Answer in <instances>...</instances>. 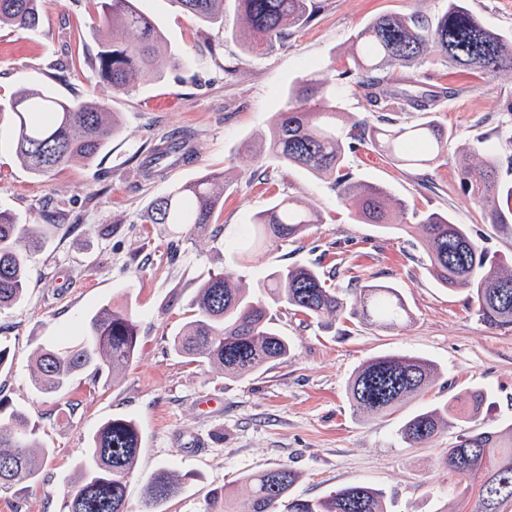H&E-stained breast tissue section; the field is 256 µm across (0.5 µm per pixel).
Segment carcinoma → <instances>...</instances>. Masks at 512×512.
<instances>
[{
    "mask_svg": "<svg viewBox=\"0 0 512 512\" xmlns=\"http://www.w3.org/2000/svg\"><path fill=\"white\" fill-rule=\"evenodd\" d=\"M134 0H100V20L112 27V39L101 43L95 56L99 79L115 93L129 92L149 73L168 66H183L188 59L168 47L153 17L139 11ZM176 9L198 20L224 26V0H168ZM238 18L249 32L242 38L248 54L283 44L288 29L307 21L314 0H236ZM42 0H0V26L28 35L40 32ZM137 34L133 42L124 34ZM439 59L464 70L495 76L512 73V35L503 34L475 16L467 0H448V8L432 20L417 15L380 14L354 36V68L344 74L369 73L356 85L374 105L386 98L387 75ZM10 118L15 152L36 175L67 164L90 161L112 142L118 126L106 108L91 100L64 99L47 88L25 87L6 105L0 122ZM370 143L391 160L412 168L430 166L445 157L448 136L435 119L401 126H370L357 121L343 124L327 80L309 75L288 90L286 107L276 113L269 139L263 145L285 169L295 167L331 181L337 197L363 223L384 230L401 226L397 215L405 206L392 202L379 186L353 179L345 172L347 154ZM478 164H459L464 196L479 205L491 224L512 230V184L503 181L500 149L484 150ZM192 149L172 140L155 146L146 164L160 170L192 159ZM224 178L204 176L155 199L148 212L150 224L213 223L224 200ZM46 224H20L11 212L0 210V312L21 302L28 288L27 263L47 235L62 228L49 214ZM321 223L317 212L292 196H279L243 225L248 248L268 240L299 238L311 225ZM427 245L428 272L443 288L462 290L475 314L495 330L512 331V267L500 264L479 245L466 224L450 215L429 213L418 220ZM263 292L254 294L241 277L221 273L197 291L193 319L173 339L174 350L192 362H207L230 378H244L268 364L285 361L288 337L274 326L271 310L281 307L322 326L351 314L382 329H395L409 311L398 289L369 281L342 292L327 283L324 274L308 264L271 269ZM139 328L133 315L109 305L91 316L82 338L67 345L37 349L31 380L43 394L66 388L87 370L97 377H117L133 360ZM435 364L408 354H385L367 361L349 385L353 407L371 415L384 414L433 383ZM486 398L482 390L454 397L441 406L419 409L400 429L405 443L416 447L442 430L476 419ZM0 399V488L36 483L51 449L43 446L39 428L18 410L6 411ZM141 436L132 420L112 419L93 434L80 477L63 498L60 512H127V478L134 471ZM448 469L459 478L461 494L472 502L469 512H507L512 506V427L505 430L462 429L448 449ZM299 475L278 465L246 478L249 497L237 504L225 492L213 491V512H387L382 490L352 483L329 496L306 500L292 495ZM181 477L165 468L144 486L143 512H163V505L181 490Z\"/></svg>",
    "mask_w": 512,
    "mask_h": 512,
    "instance_id": "carcinoma-1",
    "label": "carcinoma"
}]
</instances>
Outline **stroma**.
<instances>
[{"mask_svg": "<svg viewBox=\"0 0 512 512\" xmlns=\"http://www.w3.org/2000/svg\"><path fill=\"white\" fill-rule=\"evenodd\" d=\"M316 2L315 13L289 30L283 46L248 55L237 38L166 0H135L190 63L145 78L128 94L113 93L88 63L112 36L99 21L96 0H43L35 36L0 28V104L21 87L48 86L64 98L104 101L121 127L92 161L37 176L16 158L11 124H0V208L22 224L44 223L55 212L65 223L32 255L24 301L0 313V342L10 349L0 369V399L39 425L51 450L38 483L0 489V512H59L90 439L112 418L134 419L141 434L128 479L129 512H140L143 484L162 466L183 479L166 512H207L210 491L244 501L245 477L278 464L299 473L293 488L298 498L319 499L364 482L384 491L388 512H461L458 479L445 463L457 429L413 448L399 429L413 412L472 388L487 392L472 428L512 425V332L487 327L464 292L435 282L417 229L361 223L329 182L254 154L289 88L310 74L327 77L348 120L419 121L415 111H375L344 74L349 50L353 36L377 15L430 19L448 2ZM386 89L392 99L424 90L438 95L436 117L448 132V158L413 170L365 145L348 156L353 178L384 187L408 213L452 215L491 255L512 263V232L488 223L466 200L457 171L460 149L480 138L494 142L512 127V115L502 110L512 100V74L465 75L438 60L401 70ZM169 138L186 141L193 162L161 177L146 175L142 159ZM259 166L271 173L270 183L249 181ZM208 174L223 175L227 189L207 229L145 221L152 200ZM282 194L317 210L320 223L298 239L268 243L249 269H239L230 247L238 225ZM295 263L318 264L339 288L357 276L394 286L411 318L387 332L357 318L324 328L277 311L276 326L292 344L288 360L241 379L174 352V337L194 314L196 291L211 276L243 272L254 291L270 268ZM105 304L127 309L139 324L133 362L114 381L94 383L84 373L61 393H39L31 382L36 348L83 335ZM388 353L427 358L439 374L388 414L354 411L348 394L353 376L369 359Z\"/></svg>", "mask_w": 512, "mask_h": 512, "instance_id": "1", "label": "stroma"}]
</instances>
